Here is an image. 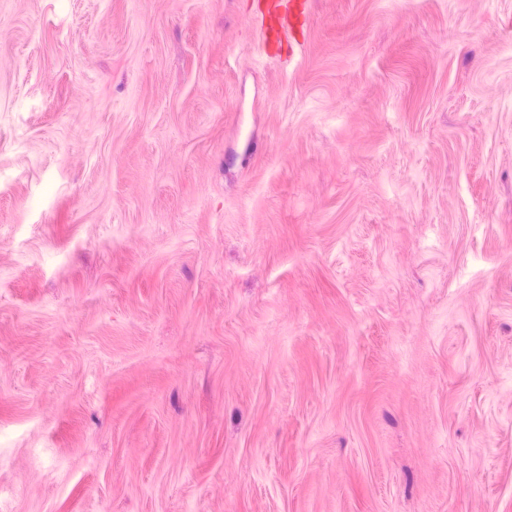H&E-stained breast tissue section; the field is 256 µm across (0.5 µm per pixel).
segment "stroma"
<instances>
[{"mask_svg":"<svg viewBox=\"0 0 512 512\" xmlns=\"http://www.w3.org/2000/svg\"><path fill=\"white\" fill-rule=\"evenodd\" d=\"M0 0V512H512V0ZM258 19L265 43L271 50L286 42V38L297 39L301 33L302 14L297 9L283 8L276 1H267L259 8Z\"/></svg>","mask_w":512,"mask_h":512,"instance_id":"1","label":"stroma"}]
</instances>
